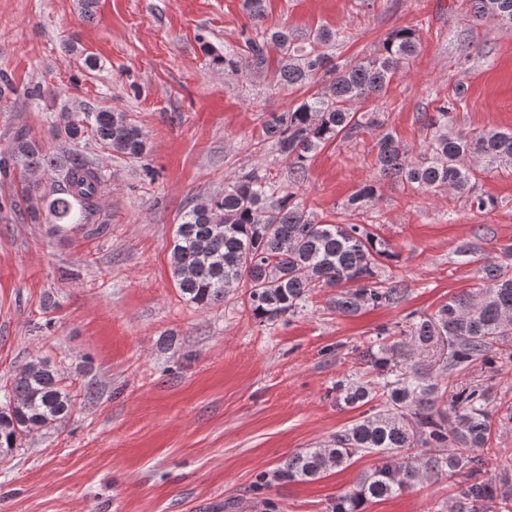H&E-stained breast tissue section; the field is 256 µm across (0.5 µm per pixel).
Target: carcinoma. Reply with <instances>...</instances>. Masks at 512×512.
<instances>
[{
  "label": "carcinoma",
  "instance_id": "obj_1",
  "mask_svg": "<svg viewBox=\"0 0 512 512\" xmlns=\"http://www.w3.org/2000/svg\"><path fill=\"white\" fill-rule=\"evenodd\" d=\"M473 20L512 31V0H468ZM339 38L318 32L305 45L294 43L286 26H270L263 34L245 38L244 56L210 46L205 51L224 73L250 68L267 71L268 46L282 49L273 80L283 87L304 88L320 81L323 90L311 94L286 112H270L262 123V141L269 142L288 166L289 184L283 186L269 173L253 171L224 191L188 202L173 239L171 266L177 288L185 299L205 308L224 298L232 287L245 286L243 304L251 314L275 322L296 314L316 288H334L331 304L336 313L353 316L365 307L400 302L401 285L381 278L388 244L370 231L368 224H331L315 220L297 200L294 185L304 181L315 153L338 140L357 137L362 131L382 129L376 142L375 168L379 177L401 179L426 193L471 191L473 167L467 159L477 156L485 165L512 164V130L463 131L456 129V112L464 89L439 100L423 115L427 137L418 155L408 154L392 130L375 112L351 110L379 94L401 72L418 48L412 28L391 32L369 57L353 66L334 62L326 49ZM54 127L72 143L87 134L126 158L140 159L147 142L141 128L127 114L105 108L85 117L60 112ZM48 176L49 190L38 184L24 187L30 216L47 211L60 231L68 224H89L100 211L105 175L91 163L70 154L60 158L48 153L25 129L14 132L8 155L0 157V174L11 170ZM377 182L364 184L347 203L356 211L372 201ZM503 257L484 261L483 283L441 305L432 317L409 322V331L383 335L410 336L418 347L444 333L454 348L442 362V373H460L479 363L494 373L512 366V351L502 349L512 338V246L501 248ZM402 342L395 341L360 356L366 372L375 378L347 386L338 385L337 400L353 408L379 402V410L336 434L332 448H308L290 457L281 476L313 480L335 468L346 467L359 453L378 454L385 462L361 476L357 487L336 498L328 512H361L372 499L390 498L420 482L478 471L476 448H486L492 437L486 389L467 383H430L408 364L391 366ZM74 391L60 366L45 357L21 365L0 386V453L13 452L18 440L31 432L65 420L75 405ZM448 405V410L441 409ZM422 448L425 461L398 462L405 451ZM493 494L479 483L461 491L470 512Z\"/></svg>",
  "mask_w": 512,
  "mask_h": 512
}]
</instances>
